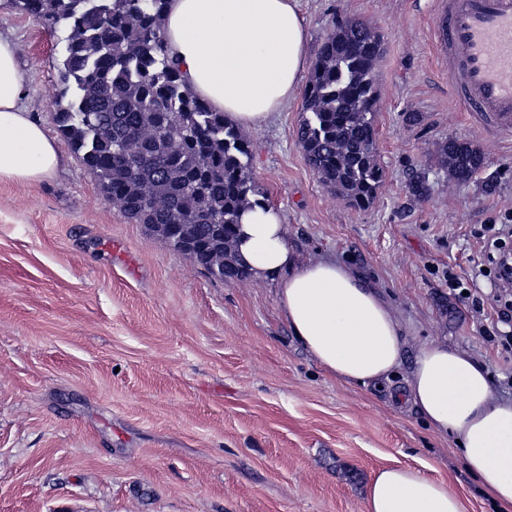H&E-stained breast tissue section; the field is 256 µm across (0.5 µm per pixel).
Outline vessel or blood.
Segmentation results:
<instances>
[{
  "label": "vessel or blood",
  "mask_w": 512,
  "mask_h": 512,
  "mask_svg": "<svg viewBox=\"0 0 512 512\" xmlns=\"http://www.w3.org/2000/svg\"><path fill=\"white\" fill-rule=\"evenodd\" d=\"M433 28L453 97L487 138H511L512 0H438Z\"/></svg>",
  "instance_id": "1"
}]
</instances>
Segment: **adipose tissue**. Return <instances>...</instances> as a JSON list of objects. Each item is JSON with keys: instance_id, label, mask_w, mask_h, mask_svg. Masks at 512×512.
<instances>
[{"instance_id": "ef3b65f1", "label": "adipose tissue", "mask_w": 512, "mask_h": 512, "mask_svg": "<svg viewBox=\"0 0 512 512\" xmlns=\"http://www.w3.org/2000/svg\"><path fill=\"white\" fill-rule=\"evenodd\" d=\"M164 29L191 88L236 125H260L297 91L306 52L297 0H169ZM18 55L17 42L0 35V183L32 184L53 174L60 156L23 105ZM238 256L255 278L278 277L288 326L322 369L364 387L391 385L404 362V330L363 273L333 258L300 261L268 206L242 213ZM392 394L435 433L457 439L466 471L495 512H512V399L496 398L479 360L429 342ZM364 512L467 510L447 480L395 462L372 474Z\"/></svg>"}]
</instances>
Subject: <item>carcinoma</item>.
<instances>
[{
  "label": "carcinoma",
  "instance_id": "obj_1",
  "mask_svg": "<svg viewBox=\"0 0 512 512\" xmlns=\"http://www.w3.org/2000/svg\"><path fill=\"white\" fill-rule=\"evenodd\" d=\"M62 35L52 92L61 136L125 217L187 245L208 274L246 278L236 242L242 212L261 204L249 173L250 144L187 84L164 35L167 0H15ZM382 40L359 21L337 25L304 89L296 137L316 176L349 206L374 199L375 65ZM440 163L458 181L485 167L474 145L450 138ZM224 252V265L213 256Z\"/></svg>",
  "mask_w": 512,
  "mask_h": 512
}]
</instances>
